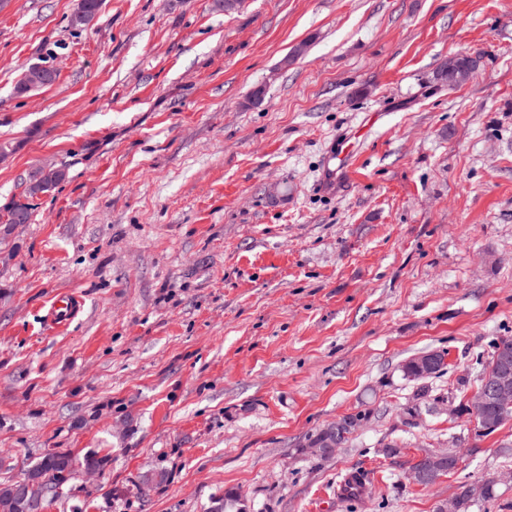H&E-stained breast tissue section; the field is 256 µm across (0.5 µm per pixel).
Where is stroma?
<instances>
[{
	"mask_svg": "<svg viewBox=\"0 0 512 512\" xmlns=\"http://www.w3.org/2000/svg\"><path fill=\"white\" fill-rule=\"evenodd\" d=\"M75 4L0 7V220L32 208L0 235V481L94 450L44 512H213L231 488L246 512H435L512 472V421L448 412L512 337V0H105L84 28ZM454 53L480 64L450 89ZM35 62L56 82L16 96ZM43 163L67 178L26 198ZM429 350L448 367L418 402L400 366ZM360 410L334 455L305 449ZM446 449L458 469L414 483ZM81 304V300L76 294H61L51 303L47 314V320L54 328L64 329L79 313L81 310ZM425 452H427V451H425ZM429 455L433 459L440 460V461H443V460H447L448 461V457H450V456H456L457 457L456 454L448 453L447 450L446 451L429 452ZM420 456L417 459H415V461L412 463V465L410 467V471L409 472H410L411 476H412V473L415 470H423V471H428V472H435L436 477L439 478L442 475L454 472L457 469V467L459 465V461H460V458L458 457L456 463H448L447 461L446 462H442V463H437V462L432 461L430 456L427 455V453H425L421 457ZM435 478L429 479L424 485L425 486L432 485L436 481Z\"/></svg>",
	"mask_w": 512,
	"mask_h": 512,
	"instance_id": "35a3bbf8",
	"label": "stroma"
}]
</instances>
